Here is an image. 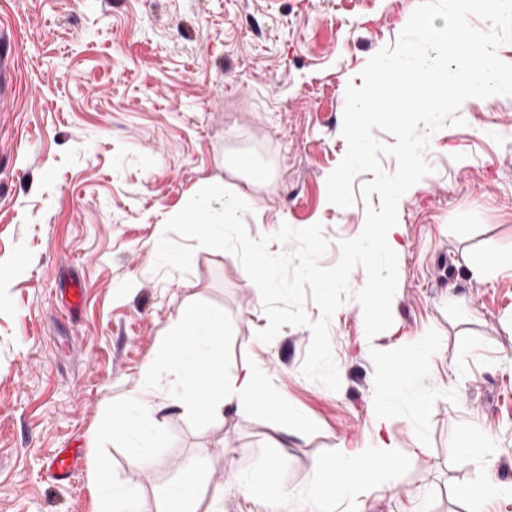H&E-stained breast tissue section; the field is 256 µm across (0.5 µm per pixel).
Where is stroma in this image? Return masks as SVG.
I'll list each match as a JSON object with an SVG mask.
<instances>
[{"label": "stroma", "mask_w": 512, "mask_h": 512, "mask_svg": "<svg viewBox=\"0 0 512 512\" xmlns=\"http://www.w3.org/2000/svg\"><path fill=\"white\" fill-rule=\"evenodd\" d=\"M420 0H0L13 26L17 92L0 112V512H97L88 475L107 457L112 481L153 502L204 460L216 512H311L316 467L374 435L382 361L436 342L426 405L401 401L391 432L398 481L354 499L349 512H470L460 490L477 472L512 482V96L461 106L460 126L430 141L431 173L398 204V285L391 326L365 344L354 298L329 327L341 386L301 372L312 333L283 326L268 343L261 293L237 257L196 249L189 273L155 271L170 216L213 179L261 207L248 235L319 223L328 241L358 237L367 207L329 202L327 178L347 152L346 90L394 46ZM246 154L262 182L225 167ZM487 270L473 274L468 261ZM81 284L80 310L65 309ZM223 311L224 378L266 368L272 400L228 408L219 421L170 409L167 383L144 390L180 305ZM136 395L162 426L151 459L132 463L105 435L112 406ZM481 428L491 452L469 464L456 448ZM78 458L68 480L52 460ZM289 503H259L242 480L271 460Z\"/></svg>", "instance_id": "stroma-1"}]
</instances>
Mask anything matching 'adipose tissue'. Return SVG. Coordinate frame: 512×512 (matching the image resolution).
Instances as JSON below:
<instances>
[{
    "label": "adipose tissue",
    "instance_id": "ef3b65f1",
    "mask_svg": "<svg viewBox=\"0 0 512 512\" xmlns=\"http://www.w3.org/2000/svg\"><path fill=\"white\" fill-rule=\"evenodd\" d=\"M224 333L223 312L197 306L179 307L167 326L173 344L165 356L144 366L145 385H154L164 375L172 377L174 386L166 398L168 406L188 408L209 419L223 418L225 407L240 404L246 396L262 404L268 403L270 393L265 369L250 368L241 378L230 383L225 381ZM433 349V342H426L406 360L383 369L376 389L374 437L358 450L340 448L336 451L337 467L356 472L359 478L333 496L326 494L324 484H317L310 496L313 512H331V504L338 500L396 482L401 458L389 432V420L403 396H410L413 407L425 404L427 396L419 382L428 369ZM152 414V409L131 397L125 405L113 410L112 419L105 427L107 433L129 442L133 460L149 456V439L143 425ZM207 491L203 465L195 463L164 488L155 512H207L204 506Z\"/></svg>",
    "mask_w": 512,
    "mask_h": 512
}]
</instances>
